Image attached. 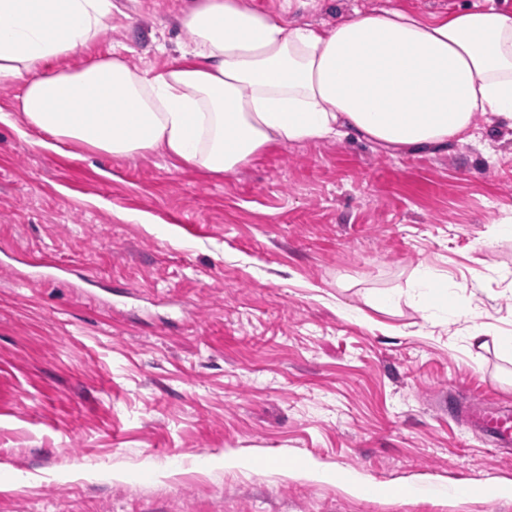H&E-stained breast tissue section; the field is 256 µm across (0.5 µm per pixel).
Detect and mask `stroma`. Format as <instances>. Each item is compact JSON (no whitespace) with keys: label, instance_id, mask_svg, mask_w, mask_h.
<instances>
[{"label":"stroma","instance_id":"35a3bbf8","mask_svg":"<svg viewBox=\"0 0 512 512\" xmlns=\"http://www.w3.org/2000/svg\"><path fill=\"white\" fill-rule=\"evenodd\" d=\"M287 24L473 0H246ZM194 0H113L96 49L177 62ZM388 150L278 145L216 177L159 153L46 152L0 124V512H512L449 398L512 404V357L406 297L447 273L512 334V127ZM143 213L148 223L125 221ZM395 290L396 308L366 300ZM352 307L354 316L340 312ZM234 459L238 468H219ZM344 470L420 495L366 498Z\"/></svg>","mask_w":512,"mask_h":512}]
</instances>
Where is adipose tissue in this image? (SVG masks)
<instances>
[{
    "mask_svg": "<svg viewBox=\"0 0 512 512\" xmlns=\"http://www.w3.org/2000/svg\"><path fill=\"white\" fill-rule=\"evenodd\" d=\"M112 0H0V80L38 144L110 156L163 152L230 173L274 144L353 135L388 149L472 140L478 113L512 122V14L358 11L333 27L288 26L242 0H196L180 60L132 68L113 51L77 67L112 25ZM413 295L469 318L445 274Z\"/></svg>",
    "mask_w": 512,
    "mask_h": 512,
    "instance_id": "adipose-tissue-1",
    "label": "adipose tissue"
}]
</instances>
